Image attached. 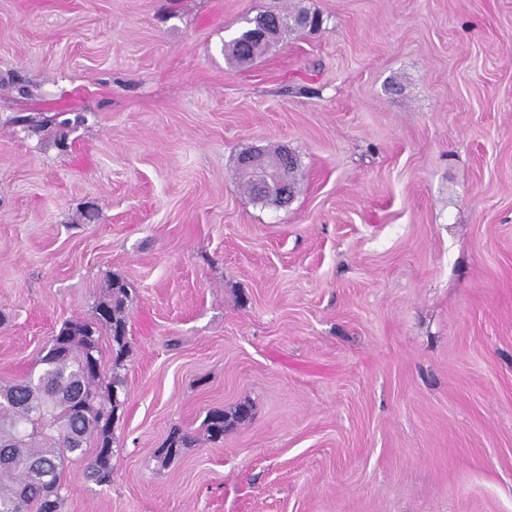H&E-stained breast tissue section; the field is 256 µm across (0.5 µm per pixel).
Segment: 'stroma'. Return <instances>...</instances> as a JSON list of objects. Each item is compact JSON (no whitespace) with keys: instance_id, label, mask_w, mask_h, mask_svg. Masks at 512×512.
Segmentation results:
<instances>
[{"instance_id":"1","label":"stroma","mask_w":512,"mask_h":512,"mask_svg":"<svg viewBox=\"0 0 512 512\" xmlns=\"http://www.w3.org/2000/svg\"><path fill=\"white\" fill-rule=\"evenodd\" d=\"M115 276L112 482L63 512H512V0H0V385ZM268 19H277V30L272 35V31L265 27L259 35L261 39H264L261 40L256 33L259 27L265 24ZM312 22H315L314 17H311L304 7L285 13L271 11L261 13L253 19H249L247 26L243 27L233 39L224 44V52L238 64H249L278 42L283 34L304 29L308 25L314 24ZM270 35L272 36L269 37ZM240 162L244 168L253 170L256 185L263 194L269 198L285 199L286 192L278 183L276 167L265 156L246 154L241 157ZM248 416L249 409L245 405L239 406L231 415L224 413V410H213L205 420L206 433L210 440L219 441L224 438V432L232 422L243 421ZM188 445H190L189 436L182 433L180 429L174 428L160 450V458L163 462L168 463L179 456L182 448H188Z\"/></svg>"}]
</instances>
